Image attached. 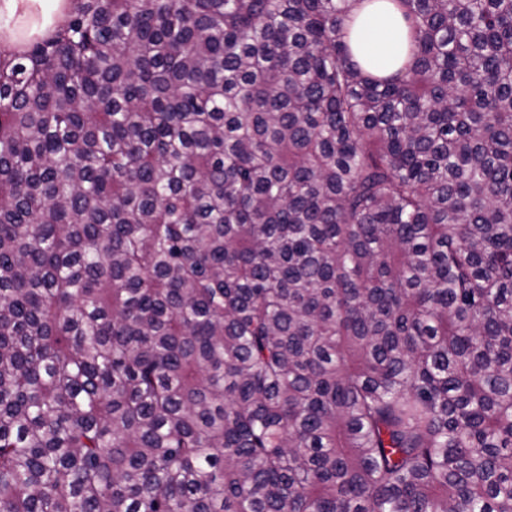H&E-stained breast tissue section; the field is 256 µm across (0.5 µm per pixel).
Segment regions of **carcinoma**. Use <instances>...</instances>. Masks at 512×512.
I'll use <instances>...</instances> for the list:
<instances>
[{
	"mask_svg": "<svg viewBox=\"0 0 512 512\" xmlns=\"http://www.w3.org/2000/svg\"><path fill=\"white\" fill-rule=\"evenodd\" d=\"M0 55V512H512V0H69ZM367 2L364 0V3L354 12L355 19L352 25L349 44L352 47L354 58L368 72L378 76L386 75L394 72L401 65L399 61L389 66L391 61L401 52L406 40V33L399 25L400 15L392 3L387 0H380L372 4ZM372 14L374 15L372 19H375L379 24L392 31L393 39L391 43L379 46L374 57H369L364 54L362 45L367 29V18ZM364 57H367L370 63H366Z\"/></svg>",
	"mask_w": 512,
	"mask_h": 512,
	"instance_id": "obj_1",
	"label": "carcinoma"
}]
</instances>
